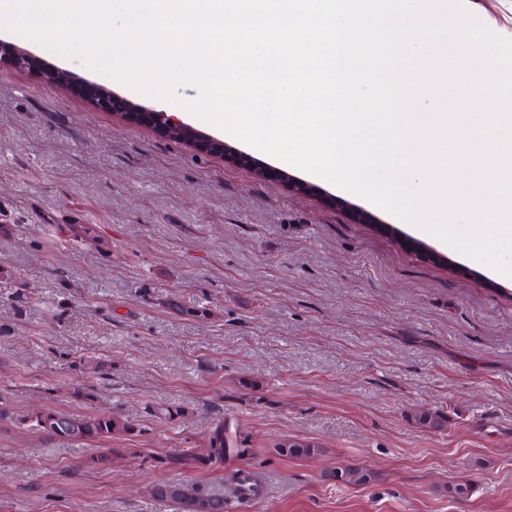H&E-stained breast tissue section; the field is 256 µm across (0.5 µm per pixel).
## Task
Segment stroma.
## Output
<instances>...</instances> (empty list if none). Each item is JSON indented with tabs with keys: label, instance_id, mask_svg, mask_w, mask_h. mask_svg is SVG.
<instances>
[{
	"label": "stroma",
	"instance_id": "35a3bbf8",
	"mask_svg": "<svg viewBox=\"0 0 512 512\" xmlns=\"http://www.w3.org/2000/svg\"><path fill=\"white\" fill-rule=\"evenodd\" d=\"M0 40L38 61L0 65V512H180L151 486L219 492L237 468L269 490L224 512H512V276L181 106ZM91 84L225 148L126 122L78 95ZM46 408L134 429L104 444L13 421ZM219 424L246 455L209 463ZM286 438L322 451L276 455ZM343 466L375 478L329 479Z\"/></svg>",
	"mask_w": 512,
	"mask_h": 512
}]
</instances>
